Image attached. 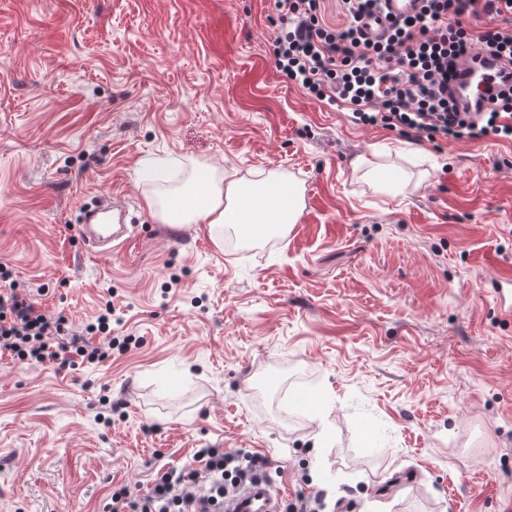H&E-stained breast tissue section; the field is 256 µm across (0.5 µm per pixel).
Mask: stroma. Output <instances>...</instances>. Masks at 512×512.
I'll return each mask as SVG.
<instances>
[{
    "label": "stroma",
    "mask_w": 512,
    "mask_h": 512,
    "mask_svg": "<svg viewBox=\"0 0 512 512\" xmlns=\"http://www.w3.org/2000/svg\"><path fill=\"white\" fill-rule=\"evenodd\" d=\"M274 0H0V264L68 327L112 307L96 365L0 357V512H103L196 449L265 456L319 512H512V143L353 124L276 70ZM411 174L379 191L358 158ZM282 172L259 242L148 211L192 165ZM130 210L91 253L81 212ZM293 393L308 408L284 407ZM501 314L512 317V279L510 274H498L490 280Z\"/></svg>",
    "instance_id": "obj_1"
}]
</instances>
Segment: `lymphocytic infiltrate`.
<instances>
[{"instance_id": "f902f5d3", "label": "lymphocytic infiltrate", "mask_w": 512, "mask_h": 512, "mask_svg": "<svg viewBox=\"0 0 512 512\" xmlns=\"http://www.w3.org/2000/svg\"><path fill=\"white\" fill-rule=\"evenodd\" d=\"M320 2L274 0L279 25L271 55L288 82L350 107L354 123L379 124L411 139H512V85L490 90L482 112L461 110L450 94L462 62L486 55L512 63V28L476 30L465 23L482 12L512 17V0H416L414 12L391 21L377 40L364 21L382 12L383 0H337L345 17L339 27L320 22ZM9 277L1 266L0 355L65 369L101 362L114 346L128 350V342L112 336L110 315L81 331L67 329L64 317L8 287ZM94 333L100 344L92 343ZM268 465L255 453L200 448L190 464L158 474L147 493L114 488L107 512H209Z\"/></svg>"}]
</instances>
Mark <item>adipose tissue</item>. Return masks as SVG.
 <instances>
[{
    "label": "adipose tissue",
    "mask_w": 512,
    "mask_h": 512,
    "mask_svg": "<svg viewBox=\"0 0 512 512\" xmlns=\"http://www.w3.org/2000/svg\"><path fill=\"white\" fill-rule=\"evenodd\" d=\"M146 205L168 224H232L244 230H281L296 223L301 213L295 187L279 174L271 172L247 184L228 183L210 165L191 168L186 188L147 198Z\"/></svg>",
    "instance_id": "1"
}]
</instances>
